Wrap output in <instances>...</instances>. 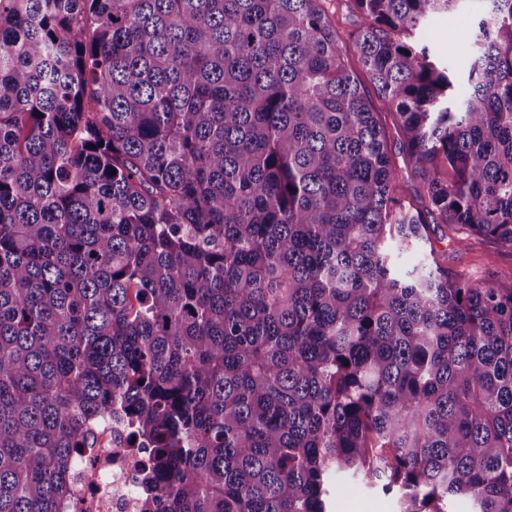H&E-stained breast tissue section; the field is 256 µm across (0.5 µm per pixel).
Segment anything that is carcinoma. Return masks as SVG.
Masks as SVG:
<instances>
[{
	"label": "carcinoma",
	"mask_w": 512,
	"mask_h": 512,
	"mask_svg": "<svg viewBox=\"0 0 512 512\" xmlns=\"http://www.w3.org/2000/svg\"><path fill=\"white\" fill-rule=\"evenodd\" d=\"M347 2L0 0V512L112 417L139 512H512V279L392 263L512 252V0L463 74L415 44L462 0ZM431 246L439 262L448 268V272L465 274L473 279L484 275L486 265L492 261L498 275L502 278L512 276V254L495 253V249L486 240H471L466 250L455 246L456 232L446 224L438 227L432 224ZM329 511L331 512H398V500L385 495L376 488L352 483L344 490L331 494Z\"/></svg>",
	"instance_id": "obj_1"
}]
</instances>
